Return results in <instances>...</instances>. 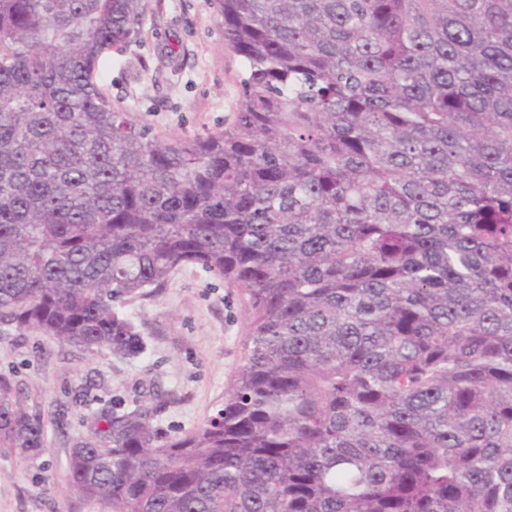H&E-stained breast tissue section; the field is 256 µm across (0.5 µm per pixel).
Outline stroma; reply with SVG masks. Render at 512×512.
Instances as JSON below:
<instances>
[{
	"label": "stroma",
	"instance_id": "1",
	"mask_svg": "<svg viewBox=\"0 0 512 512\" xmlns=\"http://www.w3.org/2000/svg\"><path fill=\"white\" fill-rule=\"evenodd\" d=\"M144 23L121 52L110 51L99 84L122 109L165 137L223 130L237 109L243 64L224 48L215 0H144ZM124 309L147 351L122 358L89 354L38 332L0 326V379L29 411L41 412L45 452L0 456V512H106L67 481L78 435H89L92 408L70 401L81 385L104 404L162 391L153 424L169 437L202 426L224 405L243 357L246 316L239 289L196 265L179 268L159 291L127 298ZM67 408L63 426L52 412Z\"/></svg>",
	"mask_w": 512,
	"mask_h": 512
}]
</instances>
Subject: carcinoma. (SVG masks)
Returning <instances> with one entry per match:
<instances>
[{"instance_id":"cac0c4a2","label":"carcinoma","mask_w":512,"mask_h":512,"mask_svg":"<svg viewBox=\"0 0 512 512\" xmlns=\"http://www.w3.org/2000/svg\"><path fill=\"white\" fill-rule=\"evenodd\" d=\"M224 129L112 106L142 0H0V325L94 353L198 265L242 294L205 426L105 404L67 477L110 512H512V0H217ZM46 447L0 380V451Z\"/></svg>"}]
</instances>
